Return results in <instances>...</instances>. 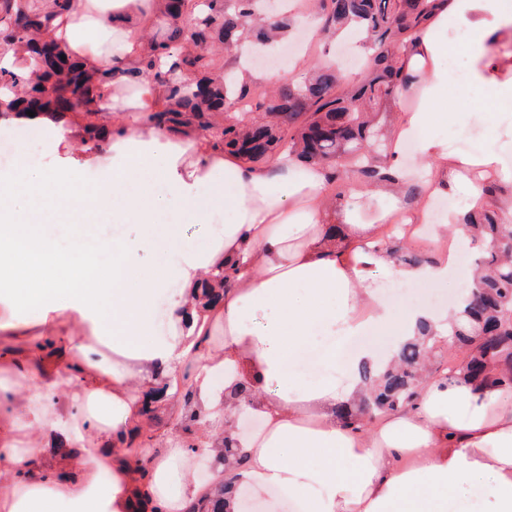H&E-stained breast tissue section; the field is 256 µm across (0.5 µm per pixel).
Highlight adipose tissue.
Masks as SVG:
<instances>
[{
    "label": "adipose tissue",
    "mask_w": 512,
    "mask_h": 512,
    "mask_svg": "<svg viewBox=\"0 0 512 512\" xmlns=\"http://www.w3.org/2000/svg\"><path fill=\"white\" fill-rule=\"evenodd\" d=\"M161 0H75L53 22V36L84 66L113 69L102 108L110 127L98 140L118 160L110 181L90 184L60 165L34 159L32 145L46 128L83 142L84 127L66 118L8 115L13 171L0 175V295L40 307L39 338L50 315L75 325L53 367L0 359V371L29 370L52 391L81 382L84 402L68 416L54 403L40 406L39 449L0 435V468L36 452L77 461L55 477L32 468L24 483L0 481V512H127L145 501L152 512H185L203 489L194 478L205 459L233 483L224 498L235 512L238 491L260 497L277 490L298 512H512V391L477 387L430 375L410 406L365 427L345 425L339 409L368 395L356 368L341 372L343 342L370 336L357 364L396 361L398 346L420 339V321L435 329L447 317L423 306L394 310L387 283H444L455 264L448 242L459 239L465 213H512V118L487 104L448 109L449 30L467 34L469 82L491 87L512 103V11L503 0H437L431 18L401 49L409 81L400 95L386 160L388 177L372 191L327 192L336 173L280 155L267 166L242 162L186 130L144 137L130 112L163 109L161 87L139 77L143 20L159 15ZM491 129L475 150L453 149L440 130L448 123ZM417 138L423 166L404 161L402 143ZM422 184L407 206L401 189ZM465 191L467 212H449L435 230L429 261L398 266L377 247L380 225L424 223L429 201ZM111 216L135 224L133 238L89 245L83 225ZM51 224L75 228L68 245L47 233ZM204 224L203 240L186 241L181 227ZM155 257L144 269L143 254ZM232 278L219 299L199 307L192 298L215 266ZM224 323V343L203 349L209 319ZM111 328L123 363L104 366L99 333ZM193 369H185L188 358ZM187 375L191 405L208 428L194 446L168 437L146 449L149 480H142L126 448L141 430V403H165L157 376ZM246 387L247 396L225 390ZM247 410L265 432L243 439L232 425ZM236 448L224 458L222 445Z\"/></svg>",
    "instance_id": "obj_1"
}]
</instances>
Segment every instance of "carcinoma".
Segmentation results:
<instances>
[{"mask_svg": "<svg viewBox=\"0 0 512 512\" xmlns=\"http://www.w3.org/2000/svg\"><path fill=\"white\" fill-rule=\"evenodd\" d=\"M73 0H0V41L31 53L39 68L29 75L0 70V89L16 96L0 99V112H99L106 74L69 59L50 39L53 20L66 14ZM167 25L146 38L138 74L164 88L169 104L149 115L158 129L177 133L193 125L211 132L213 145L259 163L288 153L304 162H325L336 170V195L344 194V174L367 184L386 178L383 160L390 148L379 107L393 100L407 81L398 49L427 20L435 0H311L325 26L340 31L361 29L369 39L370 63L355 84L342 83L336 67L316 64L297 82L270 90L241 83L230 72L213 75L218 50L251 35L268 44L286 29L282 21L262 15L259 0H163ZM194 15L185 25L183 17ZM467 227L486 244L478 259L471 289L478 298L462 299L448 331L428 332L432 344H404L400 367L382 373L363 367L366 381L379 384L358 411L374 417L397 411L413 401L420 386V366L448 344L468 350L465 363L448 364V375L465 382L512 390V224L505 213H480ZM396 262L419 265L424 258L404 241L383 242ZM509 368L491 375L490 362ZM226 483L207 489L188 512H224Z\"/></svg>", "mask_w": 512, "mask_h": 512, "instance_id": "obj_1", "label": "carcinoma"}]
</instances>
